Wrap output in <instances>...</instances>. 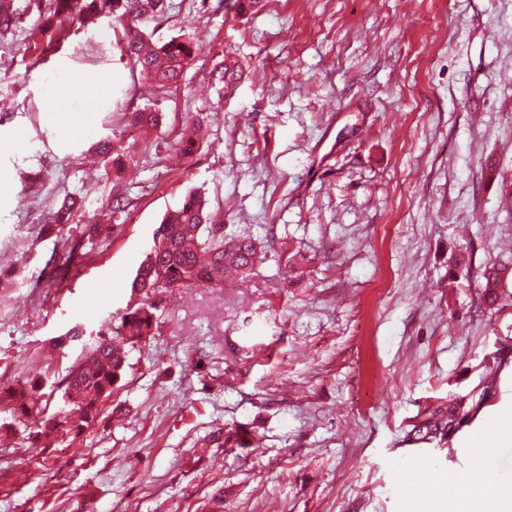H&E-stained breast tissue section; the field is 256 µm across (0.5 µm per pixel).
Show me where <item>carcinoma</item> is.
<instances>
[{
    "label": "carcinoma",
    "instance_id": "carcinoma-1",
    "mask_svg": "<svg viewBox=\"0 0 512 512\" xmlns=\"http://www.w3.org/2000/svg\"><path fill=\"white\" fill-rule=\"evenodd\" d=\"M29 6L55 18L49 27L43 52L52 53L67 39L70 28L90 17L112 18L121 30L123 52L133 68L140 71L157 88L177 84L193 59L190 40L178 36L145 49L146 35L141 23L165 16L166 0H29ZM164 115L143 108L129 113V122L139 128H157ZM202 123L194 122L177 133V145L191 156L206 139ZM80 209V201L64 197L53 214L54 223L67 224ZM261 246L249 238H224V225L211 220L208 201L197 192H190L183 203L168 212L157 232L146 259L139 266L131 283V293L139 294L137 306L121 317L116 335L134 348L156 335L158 321L154 297L174 288H221L229 272L246 278L261 261ZM129 366L128 354L112 345L109 337L91 345L69 368L63 379V404L44 417L36 436L55 442L76 438L91 429L101 410V403L116 390ZM35 385L27 381L0 386V406L15 416L28 417ZM243 435L237 428H219L209 443L219 448H235Z\"/></svg>",
    "mask_w": 512,
    "mask_h": 512
}]
</instances>
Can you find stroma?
<instances>
[{
    "label": "stroma",
    "mask_w": 512,
    "mask_h": 512,
    "mask_svg": "<svg viewBox=\"0 0 512 512\" xmlns=\"http://www.w3.org/2000/svg\"><path fill=\"white\" fill-rule=\"evenodd\" d=\"M169 4L146 32L196 50L161 92L108 20L46 56L37 12L10 2L22 19L0 39V383L43 380L31 421L57 409L68 368L136 303L135 273L188 192L264 258L247 280L164 293L157 336L130 353L92 432L46 448L0 408V512H432L464 473L512 483V444L445 459L512 414V0H263L239 17ZM221 60L240 72L232 88L211 78ZM53 74L75 88L79 135L45 122ZM140 107L164 126L129 131ZM189 120L209 137L182 159ZM105 138L129 151L120 178L92 155ZM68 194L80 213L27 238ZM91 219L108 220L107 240L87 242ZM77 241L84 264L66 267ZM448 409L459 425L421 435ZM234 426L249 447L208 445ZM408 448L430 456L413 470L432 480L429 502L400 487Z\"/></svg>",
    "instance_id": "obj_1"
}]
</instances>
